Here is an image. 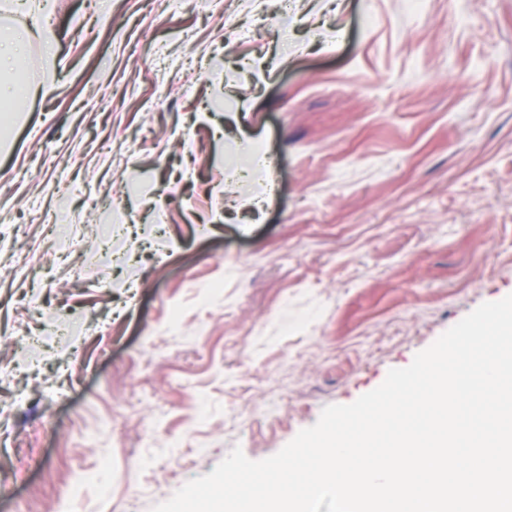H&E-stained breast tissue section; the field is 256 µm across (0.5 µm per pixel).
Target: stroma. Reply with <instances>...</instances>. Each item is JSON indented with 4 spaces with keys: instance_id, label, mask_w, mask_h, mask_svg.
I'll return each mask as SVG.
<instances>
[{
    "instance_id": "obj_1",
    "label": "stroma",
    "mask_w": 512,
    "mask_h": 512,
    "mask_svg": "<svg viewBox=\"0 0 512 512\" xmlns=\"http://www.w3.org/2000/svg\"><path fill=\"white\" fill-rule=\"evenodd\" d=\"M51 3L0 114V512H151L512 294V0Z\"/></svg>"
}]
</instances>
